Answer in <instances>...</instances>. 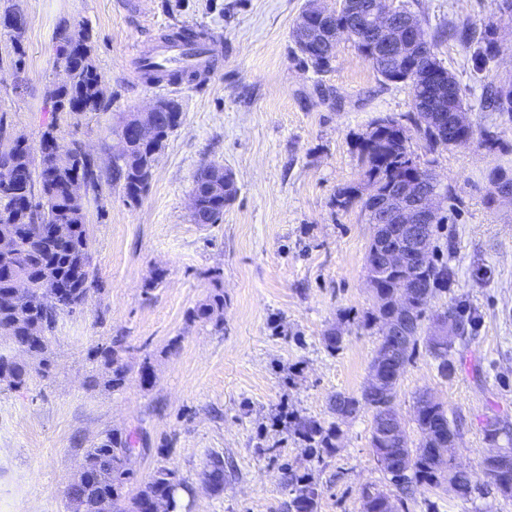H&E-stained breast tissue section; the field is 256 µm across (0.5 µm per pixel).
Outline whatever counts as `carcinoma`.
I'll return each mask as SVG.
<instances>
[{
    "label": "carcinoma",
    "instance_id": "1",
    "mask_svg": "<svg viewBox=\"0 0 512 512\" xmlns=\"http://www.w3.org/2000/svg\"><path fill=\"white\" fill-rule=\"evenodd\" d=\"M76 45H70L68 37L58 40L56 58L71 71L70 82L59 85L51 95L54 109L58 112L84 113L101 112L106 109L104 99L97 94V88L103 76L97 70L93 60L92 36L82 24H77ZM404 82L411 85L413 98L423 96L427 90L436 86L419 75H413ZM453 100H448V92L436 93L432 106L415 109L412 123L417 133L423 135L428 143L435 145L445 140L452 147L466 146L473 139V125L455 127L440 125L436 114L448 111V103H453L457 111H472L463 98L457 82H452ZM181 123L180 109L172 112H158L155 116L153 141L162 145ZM375 130L365 133L359 140L357 151L362 165L361 183L341 189L336 203L342 208L354 204L365 211L369 202L364 193L385 192L402 175L399 158L409 151V135L401 123L384 124L379 118L373 122ZM150 143L133 141L128 151L120 157L121 163L114 169L122 174L124 197L130 203L137 204L147 191L151 177L143 173L144 157L149 152ZM14 150L28 157L29 171L24 174V194L33 202L34 209L26 213L20 207L22 196L8 194L0 186V231L6 228L14 230L16 250L13 259L7 263L0 261V297L8 296L16 282L21 278L34 280L42 272H49L58 282L67 286V291L56 300L33 299L12 305L0 304V332L12 336L28 337L32 356L40 358L43 373H49L51 366L47 358L50 337L46 333L56 328L57 311L72 313L83 307L93 289L96 277L91 267L90 243L85 229V204L73 203L69 188L72 182L81 177L88 190L96 194L102 181V170L89 157L76 160L71 166L58 168L50 155L39 152L33 155V148L25 136L15 142ZM213 166L205 165L194 176L193 194L198 205V214L218 222L224 215V205L237 195V188L228 186L221 196L210 191V175ZM53 224H65L68 237L54 240L48 236V228ZM368 282L374 285V305L363 321L366 328L382 330L385 323L396 317L391 298L398 287L408 285L412 293L408 300V336L403 342H392L381 338L369 366V372L376 373L374 389L363 387L358 397L337 394L333 411L337 417L347 418L362 409L372 413L369 444L374 457L382 469L391 476V483L401 494L410 493L414 482L448 486L463 501L471 499L476 490L491 485L487 475L477 476L467 470L457 468L448 459V436L455 434L448 419V409L434 399L427 391L416 397L415 422L420 440L410 447L407 431L392 436L381 429L382 414L394 411L400 379L406 365L416 351L423 320L436 322L451 318L450 328L453 339H437L432 332L425 337L429 354L438 361V370L448 378L454 370L450 358L453 340L461 341L472 334L475 316L466 305L458 303L445 310H430L432 299L453 285L455 272L447 262L433 256L429 262L419 267H380L376 264L373 247L366 254ZM224 292L216 289L207 300L193 308L190 319L211 323L215 328L222 327L224 318ZM41 324L43 336H30L27 326ZM121 344L114 342L108 347H96L94 357L100 359L104 369L102 380L109 388L121 387L127 377L126 366L121 362ZM4 377L11 379L13 387L26 383L28 370L12 366L6 355L0 354V370ZM296 430L309 444L310 449L328 450L336 447L338 427L327 428L315 420L301 419ZM136 439L133 434L110 432L104 439L85 452L84 460L88 465L87 477L83 485L73 488L71 494L85 495L88 500H108L112 502V512H152L157 501L168 502L169 512H176L181 493L187 485L177 477L176 472L168 468L155 471L151 479L129 497L126 494L128 484L134 478L132 459L136 455ZM205 473L212 491L218 493L224 488V458L219 455L210 457ZM294 497L291 507L295 512H314L318 491L311 481L300 478L292 488ZM364 512H395L391 494L384 490H363Z\"/></svg>",
    "mask_w": 512,
    "mask_h": 512
}]
</instances>
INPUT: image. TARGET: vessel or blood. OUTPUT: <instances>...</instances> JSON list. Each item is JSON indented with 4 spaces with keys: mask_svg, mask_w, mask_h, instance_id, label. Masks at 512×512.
I'll return each mask as SVG.
<instances>
[{
    "mask_svg": "<svg viewBox=\"0 0 512 512\" xmlns=\"http://www.w3.org/2000/svg\"><path fill=\"white\" fill-rule=\"evenodd\" d=\"M218 44V39L210 34L202 39L175 36L137 52L133 62L141 70L181 72L198 79L207 78L215 71Z\"/></svg>",
    "mask_w": 512,
    "mask_h": 512,
    "instance_id": "b4317fda",
    "label": "vessel or blood"
}]
</instances>
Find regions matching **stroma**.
<instances>
[{
	"mask_svg": "<svg viewBox=\"0 0 512 512\" xmlns=\"http://www.w3.org/2000/svg\"><path fill=\"white\" fill-rule=\"evenodd\" d=\"M416 14L437 58L464 98L475 141L430 146L412 135L411 151L437 176L442 211L435 244L456 272L431 302L455 303L477 317L473 338L455 343L456 372L441 377L426 346L406 366L395 401L411 442L416 394L430 390L457 425L451 453L469 471L512 448V204L488 205V171L512 172V119L477 104L488 85L512 78V10L498 0H399ZM0 0L24 16L21 65L8 62L12 32L0 30V119L38 146L49 122L62 141L85 143L104 177L85 223L99 289L60 315L42 374L27 358L26 386L0 383V512H69L66 490L86 448L112 431L134 432L135 494L161 467L190 487L180 512H288L289 474L318 489L316 512H363V488L388 489L369 448L372 414L347 419L332 411L337 394L359 395L379 343L362 321L373 307L365 255L373 226L360 207H338L336 194L360 181L354 144L377 118L410 125L409 84L384 81L341 40L328 71L300 60L292 26L306 0ZM92 35L107 108L55 112L48 96L61 76L54 44L62 22ZM194 24L218 35L222 51L205 85L152 88L131 65L133 49ZM467 23L474 40L442 38ZM494 24L497 56L474 52ZM176 100L180 125L161 151L140 204L126 202L109 173L114 133L129 112L154 99ZM497 140L487 151L485 134ZM219 164L238 189L215 224L190 217L199 168ZM224 292V327L193 321L190 311ZM340 331L338 351L328 332ZM121 341L128 368L118 389L89 387L100 366L94 347ZM150 364L151 385L140 369ZM338 425L335 450L310 452L295 422ZM498 419L497 440L486 419ZM224 458L222 492L205 478L210 456ZM406 512H512V498L491 486L463 501L448 487L416 484Z\"/></svg>",
	"mask_w": 512,
	"mask_h": 512,
	"instance_id": "1",
	"label": "stroma"
}]
</instances>
